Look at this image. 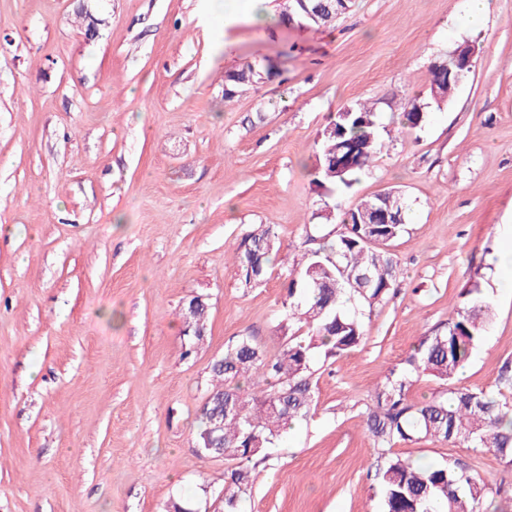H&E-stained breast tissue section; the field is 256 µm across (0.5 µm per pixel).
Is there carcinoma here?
<instances>
[{
  "label": "carcinoma",
  "instance_id": "1",
  "mask_svg": "<svg viewBox=\"0 0 512 512\" xmlns=\"http://www.w3.org/2000/svg\"><path fill=\"white\" fill-rule=\"evenodd\" d=\"M283 20L294 19L320 29L349 12L353 0H306L314 18L308 19L297 0H286ZM418 99L405 103L399 113L398 130L422 129L427 113L419 111ZM357 149L355 166L343 173L329 174L339 140ZM383 148L377 112L366 104L346 108L329 118L321 133L313 168L314 182L337 190L350 188L358 177L373 167ZM377 204L406 217L404 193L385 190L342 213L336 235L325 234L315 250L304 253L287 285L285 315L297 329L275 353L263 351L252 339L240 337L224 348V356L210 366L215 384L213 397L237 408L224 417V447L211 454L235 463L232 486L224 494V512H236L240 495L253 485L256 459L267 456L294 421L311 413L314 391L310 363L321 352L326 357L346 354L364 340L365 327L358 315L347 310L345 295L358 296L370 304L383 300L396 283V262L388 245L405 224H358L360 209ZM278 235L273 227L259 225L244 235L235 251V263L244 284L250 273L262 279L271 263ZM322 264L315 285L309 272ZM464 304L456 309L446 330L419 340L404 365L390 371L376 388L368 408L367 426L382 448L395 444L438 439L467 448H491L512 458V404L501 392H473L452 384L470 361L493 318L492 305L475 281L465 290ZM423 373L448 386V397L419 404L408 401L414 376ZM383 512H484L487 485L480 475L459 463L424 464L399 457L377 473Z\"/></svg>",
  "mask_w": 512,
  "mask_h": 512
}]
</instances>
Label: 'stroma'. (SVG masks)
<instances>
[{"label": "stroma", "instance_id": "stroma-1", "mask_svg": "<svg viewBox=\"0 0 512 512\" xmlns=\"http://www.w3.org/2000/svg\"><path fill=\"white\" fill-rule=\"evenodd\" d=\"M248 0H0V512H164L225 487L228 462L196 451L210 364L250 337L269 353L289 272L310 228L391 187L407 223L397 286L352 301L366 339L311 365L314 411L258 461L238 512H382L375 470L400 457L461 462L512 512V461L431 439L377 448L372 394L420 337L443 330L467 282L494 318L456 386L498 390L512 364V0H355L315 30L254 21ZM468 78L424 127L386 142L347 191L309 171L330 114L373 103L384 125L426 100L429 65L466 40ZM263 78L224 97V76ZM275 228L280 251L244 285L242 237ZM200 296L207 336L181 312Z\"/></svg>", "mask_w": 512, "mask_h": 512}]
</instances>
